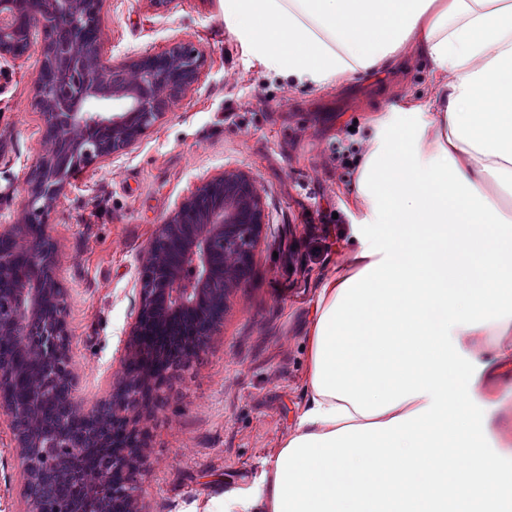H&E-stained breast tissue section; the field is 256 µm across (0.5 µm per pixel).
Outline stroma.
Here are the masks:
<instances>
[{"label":"stroma","mask_w":512,"mask_h":512,"mask_svg":"<svg viewBox=\"0 0 512 512\" xmlns=\"http://www.w3.org/2000/svg\"><path fill=\"white\" fill-rule=\"evenodd\" d=\"M101 25L112 61L182 41L202 50L206 65L133 146L71 177L49 215L85 406L113 389L139 307L143 253L177 202L243 168L260 181L270 218L220 335L169 379L148 424L150 465L139 476L148 512H195L252 490L263 461L293 431L307 401L309 314L321 279L355 244L353 193L371 121L427 102L433 78L426 59L403 55L333 87L290 85L251 61L224 26L222 0H105ZM42 51L37 35L25 58H0V228L25 220L45 131L32 106ZM228 71L234 83H225ZM25 508L21 461L0 414V512Z\"/></svg>","instance_id":"stroma-1"}]
</instances>
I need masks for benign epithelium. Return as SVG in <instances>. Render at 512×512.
I'll list each match as a JSON object with an SVG mask.
<instances>
[{
	"label": "benign epithelium",
	"instance_id": "7a95c632",
	"mask_svg": "<svg viewBox=\"0 0 512 512\" xmlns=\"http://www.w3.org/2000/svg\"><path fill=\"white\" fill-rule=\"evenodd\" d=\"M90 26H98V18L85 14L82 0H26L23 18L16 0H0V58L24 56L32 34L39 29L42 65L51 63L54 69L52 83L37 81L32 100V106L45 117L47 131L36 175L26 192L28 224L45 223L70 175L85 158H109L136 143L193 86L205 66L204 55L183 42L146 53L130 65L116 64L103 56L101 44L89 53L82 47ZM199 209L202 219L183 235L188 263L154 284L151 270L158 263L157 243L178 233L185 215ZM268 224L263 190L246 169H226L181 199L158 225L142 257L140 304L127 333L125 358L140 352L141 337L193 319L195 347L183 355L184 362H191L220 333L227 298L249 280L254 252ZM19 245L31 262L27 276L0 306V336L15 337L42 367L34 376L37 386L31 390V405L49 401L52 391L44 386L46 381L68 393L57 413L55 431L42 435L30 430L21 408L0 396V410L10 419L19 450L28 512H103L108 500L113 512H147L137 475L147 464L145 422L152 406L140 400L147 392L160 396L165 384L148 376L125 381L121 369L117 373L121 386L112 400L78 413L66 299L51 272L55 255L43 237L26 235ZM75 418L98 425L118 420L132 436V443L112 445L109 468L80 471L86 495L79 506L48 507L35 493V484L50 470L61 477L72 473L84 444L65 440L62 431Z\"/></svg>",
	"mask_w": 512,
	"mask_h": 512
}]
</instances>
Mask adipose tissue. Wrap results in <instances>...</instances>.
Wrapping results in <instances>:
<instances>
[{
  "mask_svg": "<svg viewBox=\"0 0 512 512\" xmlns=\"http://www.w3.org/2000/svg\"><path fill=\"white\" fill-rule=\"evenodd\" d=\"M250 57L330 86L402 51L437 77L374 120L357 245L322 279L308 401L215 512H512V0H224Z\"/></svg>",
  "mask_w": 512,
  "mask_h": 512,
  "instance_id": "adipose-tissue-1",
  "label": "adipose tissue"
}]
</instances>
